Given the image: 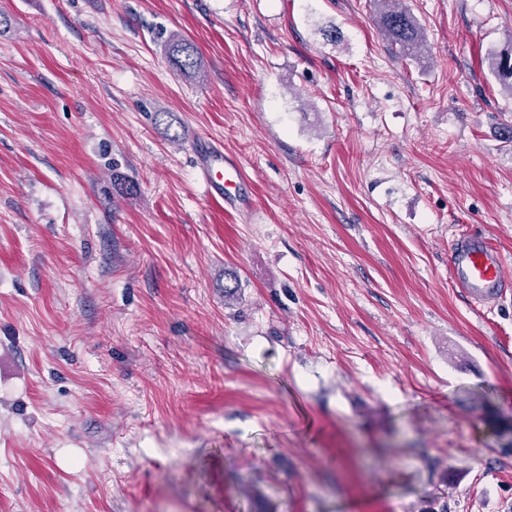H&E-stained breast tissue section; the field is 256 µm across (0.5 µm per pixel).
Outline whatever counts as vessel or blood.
<instances>
[{"instance_id": "obj_1", "label": "vessel or blood", "mask_w": 512, "mask_h": 512, "mask_svg": "<svg viewBox=\"0 0 512 512\" xmlns=\"http://www.w3.org/2000/svg\"><path fill=\"white\" fill-rule=\"evenodd\" d=\"M192 151L207 195L230 206L244 204L247 177L241 166L201 138L194 140ZM449 269L455 287L485 307L494 305L502 288L512 281L499 252L484 237L459 239L449 258Z\"/></svg>"}]
</instances>
